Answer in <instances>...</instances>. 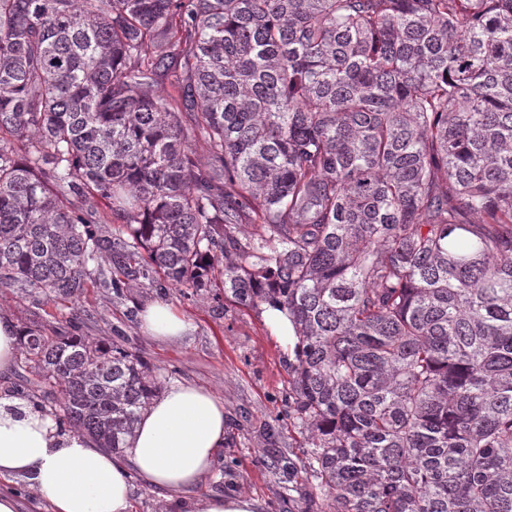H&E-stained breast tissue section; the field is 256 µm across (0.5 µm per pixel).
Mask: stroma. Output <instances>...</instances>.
I'll use <instances>...</instances> for the list:
<instances>
[{
	"mask_svg": "<svg viewBox=\"0 0 512 512\" xmlns=\"http://www.w3.org/2000/svg\"><path fill=\"white\" fill-rule=\"evenodd\" d=\"M223 283L191 297L171 286L142 281L114 294L97 276L77 301L35 305L19 288H0V309L18 327L44 334L76 332L103 338L139 354L165 381H189L212 390L224 401L226 435L215 470L198 495L246 494L258 499L263 512H318L310 484L302 481L305 455L288 434V365L294 346L267 324L264 306L244 308L222 294ZM165 301L189 319L195 330L180 343L144 335L139 313L149 302ZM290 470L274 469L277 460Z\"/></svg>",
	"mask_w": 512,
	"mask_h": 512,
	"instance_id": "35a3bbf8",
	"label": "stroma"
}]
</instances>
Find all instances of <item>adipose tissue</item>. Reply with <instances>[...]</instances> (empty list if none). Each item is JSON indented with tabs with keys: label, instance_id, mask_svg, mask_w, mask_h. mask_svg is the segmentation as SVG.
<instances>
[{
	"label": "adipose tissue",
	"instance_id": "obj_1",
	"mask_svg": "<svg viewBox=\"0 0 512 512\" xmlns=\"http://www.w3.org/2000/svg\"><path fill=\"white\" fill-rule=\"evenodd\" d=\"M140 329L156 340L181 341L193 326L155 301L142 309ZM224 422L218 395L176 382L151 401L117 455L80 431H59L54 416L24 397L0 394V512H20L7 488L16 477L28 482L34 512H129L134 474L169 494L188 493L211 473Z\"/></svg>",
	"mask_w": 512,
	"mask_h": 512
}]
</instances>
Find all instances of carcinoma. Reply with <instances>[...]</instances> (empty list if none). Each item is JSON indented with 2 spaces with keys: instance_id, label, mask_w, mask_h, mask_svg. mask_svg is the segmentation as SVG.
I'll return each instance as SVG.
<instances>
[{
  "instance_id": "obj_1",
  "label": "carcinoma",
  "mask_w": 512,
  "mask_h": 512,
  "mask_svg": "<svg viewBox=\"0 0 512 512\" xmlns=\"http://www.w3.org/2000/svg\"><path fill=\"white\" fill-rule=\"evenodd\" d=\"M178 51L220 189L158 88ZM221 257L293 324L326 512H512V0H0V288L197 290ZM20 341L60 426L128 445L156 370ZM96 210L98 211V214L101 217H104L105 220L102 221V224H98L99 229L102 231L105 235H111L117 234L120 235L122 238H128L129 237V229H127L126 226H123V220H120L116 218V216L112 215L109 208L106 206L104 200H98L95 203ZM120 231V233H119Z\"/></svg>"
}]
</instances>
